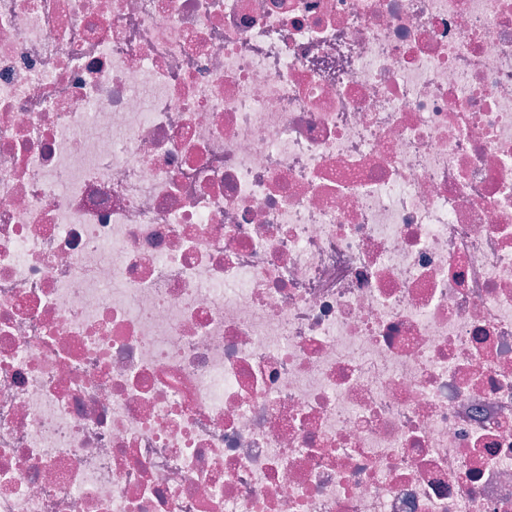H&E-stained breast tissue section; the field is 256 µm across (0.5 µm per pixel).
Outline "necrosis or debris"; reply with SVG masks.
Masks as SVG:
<instances>
[{
  "label": "necrosis or debris",
  "instance_id": "1",
  "mask_svg": "<svg viewBox=\"0 0 512 512\" xmlns=\"http://www.w3.org/2000/svg\"><path fill=\"white\" fill-rule=\"evenodd\" d=\"M0 512H512V0H0Z\"/></svg>",
  "mask_w": 512,
  "mask_h": 512
}]
</instances>
